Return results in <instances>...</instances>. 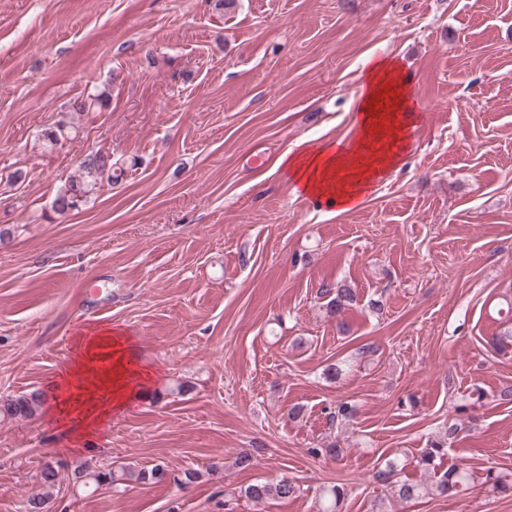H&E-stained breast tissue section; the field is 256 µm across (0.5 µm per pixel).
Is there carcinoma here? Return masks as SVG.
Segmentation results:
<instances>
[{"label":"carcinoma","mask_w":512,"mask_h":512,"mask_svg":"<svg viewBox=\"0 0 512 512\" xmlns=\"http://www.w3.org/2000/svg\"><path fill=\"white\" fill-rule=\"evenodd\" d=\"M71 137V131L64 123L46 129L42 138L46 147L53 149ZM119 167L112 155L94 153L86 155L79 163L78 169L68 183L59 190L53 207L59 213L77 210L91 197L98 194L106 185L117 180ZM320 295L328 297L327 310L332 314L342 311L357 303V295L347 284L336 283L321 288ZM45 400V393L31 391L0 401V417L6 419L29 418L40 409ZM460 428L455 423L448 425L439 438L430 442L416 460V466L422 469L426 478L413 481L402 475L407 466L404 456L395 455L383 464L376 466L373 472L375 482L387 487L390 499L406 504L420 498L450 497L472 488L480 483L500 494H512V476L497 472L491 468L479 473L464 464H452L442 468V460L448 454V443L458 435ZM62 465L46 460L39 471V490L27 496V512H39V507L53 500L57 487L60 486ZM68 478L73 487V495L79 496L87 491L110 488L115 491L129 483L152 484L165 479L167 469L163 464L152 468H138L129 464L118 467L92 466L83 460L68 466ZM300 492L295 481L281 478L274 483L260 482L247 486L241 494L254 505L259 506L270 498H294ZM348 495V489L342 482H331L319 491L318 512H337V508Z\"/></svg>","instance_id":"obj_1"}]
</instances>
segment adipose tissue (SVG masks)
<instances>
[{
  "mask_svg": "<svg viewBox=\"0 0 512 512\" xmlns=\"http://www.w3.org/2000/svg\"><path fill=\"white\" fill-rule=\"evenodd\" d=\"M409 86L395 61L370 59L357 101L359 137L352 148L330 143L312 152L300 146L283 159L305 195L345 212L379 173L397 165L411 114ZM154 381L129 337L97 329L79 334L51 398L55 411L71 423L69 441L85 447L109 410L124 408Z\"/></svg>",
  "mask_w": 512,
  "mask_h": 512,
  "instance_id": "adipose-tissue-1",
  "label": "adipose tissue"
}]
</instances>
